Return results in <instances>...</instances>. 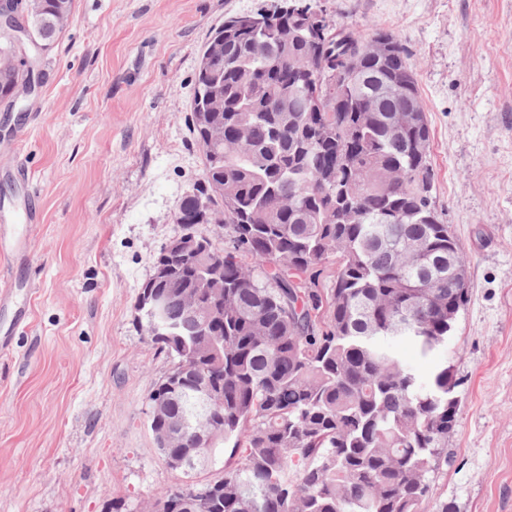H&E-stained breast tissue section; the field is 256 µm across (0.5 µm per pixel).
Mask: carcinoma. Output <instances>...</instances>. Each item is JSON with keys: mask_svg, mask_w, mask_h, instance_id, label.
<instances>
[{"mask_svg": "<svg viewBox=\"0 0 512 512\" xmlns=\"http://www.w3.org/2000/svg\"><path fill=\"white\" fill-rule=\"evenodd\" d=\"M18 15L51 43L65 28L73 0H40ZM391 42L395 54L377 55ZM224 52L198 67L193 99L220 93L211 123L224 141L192 131L203 154L195 198L174 216L203 206L219 215L220 248L195 224L178 233L205 250L174 264L184 289L197 294L196 336H152L172 359L155 385L180 382L175 416H190L197 397L180 367L221 374L215 398L224 420L203 446L225 459L222 476L197 483L207 496L168 489L147 512H458L431 501L434 478L448 466L457 421L458 380L443 365L422 377L396 351L407 337L424 356L448 342L469 292L448 295V255L463 247L432 200L430 125L396 129L392 111L419 97L409 76L393 97L363 111L366 84L330 90L320 77L331 62L351 65L376 83L411 71L398 35L378 31L353 40L327 25L316 39L307 16L258 25L237 16L214 28L202 50ZM25 79L13 61L11 35L0 31V101ZM315 97L320 110L291 101ZM419 143L414 152L409 145ZM224 285L220 307L210 293Z\"/></svg>", "mask_w": 512, "mask_h": 512, "instance_id": "carcinoma-1", "label": "carcinoma"}]
</instances>
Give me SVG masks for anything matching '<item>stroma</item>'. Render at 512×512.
<instances>
[{
    "instance_id": "obj_1",
    "label": "stroma",
    "mask_w": 512,
    "mask_h": 512,
    "mask_svg": "<svg viewBox=\"0 0 512 512\" xmlns=\"http://www.w3.org/2000/svg\"><path fill=\"white\" fill-rule=\"evenodd\" d=\"M360 40L397 31L431 130L432 198L469 297L434 359L459 381L433 494L512 512V0H309ZM270 0H74L38 95L0 102V512H129L180 474L149 395L172 366L133 323L141 284L202 172L198 58L225 17ZM36 211L34 224L21 219Z\"/></svg>"
}]
</instances>
